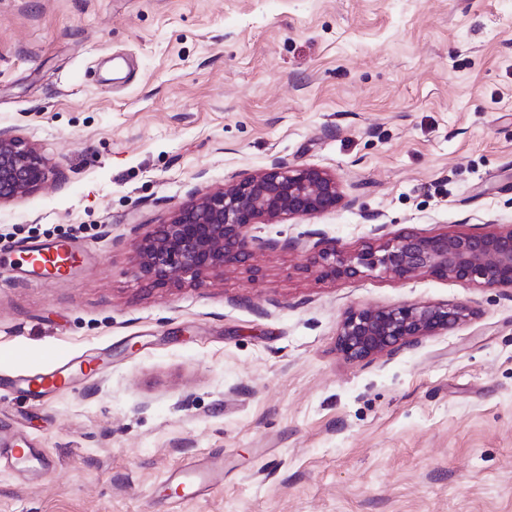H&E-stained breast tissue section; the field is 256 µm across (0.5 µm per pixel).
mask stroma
I'll return each mask as SVG.
<instances>
[{"instance_id": "obj_1", "label": "stroma", "mask_w": 512, "mask_h": 512, "mask_svg": "<svg viewBox=\"0 0 512 512\" xmlns=\"http://www.w3.org/2000/svg\"><path fill=\"white\" fill-rule=\"evenodd\" d=\"M57 170L0 205V254L87 253L36 285L0 266V378L98 364L37 401L0 392V512H512V288L382 271L358 251L512 225V0H0V129ZM280 159L335 175L334 210L250 225L266 242L203 283L134 274L135 242ZM459 305L371 360L347 312ZM199 458L224 474L175 500Z\"/></svg>"}]
</instances>
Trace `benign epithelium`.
<instances>
[{
    "label": "benign epithelium",
    "instance_id": "obj_1",
    "mask_svg": "<svg viewBox=\"0 0 512 512\" xmlns=\"http://www.w3.org/2000/svg\"><path fill=\"white\" fill-rule=\"evenodd\" d=\"M54 177L55 170L33 144L0 129V204L21 200ZM340 199L331 174L275 161L263 172L179 207L167 222L155 225L135 243V272L154 285L201 283L253 255L255 239L245 233L249 225L318 215L336 208ZM310 264L334 278L380 268L399 279L429 273L487 288H512V225L434 236L408 230L357 253L319 240L310 248ZM463 317L464 309L457 305L353 310L339 326L337 345L347 358L366 360L446 331Z\"/></svg>",
    "mask_w": 512,
    "mask_h": 512
}]
</instances>
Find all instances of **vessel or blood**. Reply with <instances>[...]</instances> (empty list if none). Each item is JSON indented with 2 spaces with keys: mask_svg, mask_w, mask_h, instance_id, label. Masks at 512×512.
Returning a JSON list of instances; mask_svg holds the SVG:
<instances>
[{
  "mask_svg": "<svg viewBox=\"0 0 512 512\" xmlns=\"http://www.w3.org/2000/svg\"><path fill=\"white\" fill-rule=\"evenodd\" d=\"M24 257L18 268L22 274L35 278L39 282H49L69 277L75 268L86 259L83 249L70 241H49L33 244L23 251ZM73 376L70 365L66 362L55 364L49 374H35L11 379L10 387L14 390L44 397L52 389L72 383ZM224 469V462L213 459L202 465H194L172 474L171 480L182 491L201 492L211 480L219 476Z\"/></svg>",
  "mask_w": 512,
  "mask_h": 512,
  "instance_id": "obj_1",
  "label": "vessel or blood"
}]
</instances>
